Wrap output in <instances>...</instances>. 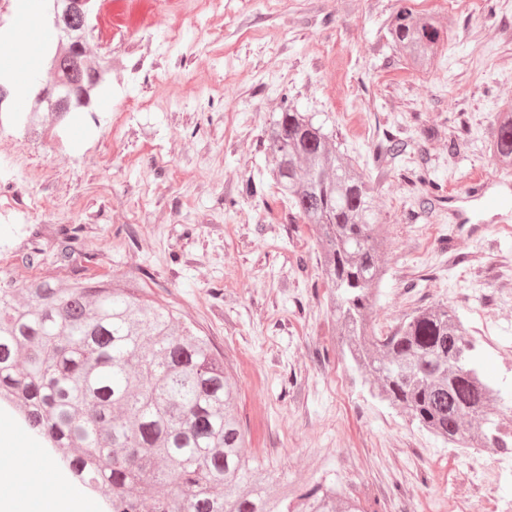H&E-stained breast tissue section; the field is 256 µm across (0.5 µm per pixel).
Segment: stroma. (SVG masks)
Here are the masks:
<instances>
[{
  "label": "stroma",
  "instance_id": "stroma-1",
  "mask_svg": "<svg viewBox=\"0 0 512 512\" xmlns=\"http://www.w3.org/2000/svg\"><path fill=\"white\" fill-rule=\"evenodd\" d=\"M399 0H201L181 39L152 43L136 73L112 62L115 42L92 35V66H113L105 105L66 145L23 138L13 105H0V266L25 282L66 277L55 244L72 234L89 274L135 277L207 336L239 384L249 451L282 480L325 479L367 512H512V470L472 478V456L419 430L370 396L333 344V323L309 228L279 199L260 146L284 99L316 113L375 189L391 249L376 305L390 329L417 306L454 302L465 325L488 319L497 347H483L500 387L512 388V281L479 256L512 254V171L486 149L493 112L512 102V0L458 9L437 70L404 69L383 35ZM139 107L129 119L116 104ZM407 149L377 167L384 133ZM456 148H449V140ZM492 173L481 200L474 175ZM39 264L21 257L32 243ZM15 434L0 471L58 457L0 407Z\"/></svg>",
  "mask_w": 512,
  "mask_h": 512
}]
</instances>
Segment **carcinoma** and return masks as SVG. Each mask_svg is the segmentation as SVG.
<instances>
[{
    "instance_id": "cac0c4a2",
    "label": "carcinoma",
    "mask_w": 512,
    "mask_h": 512,
    "mask_svg": "<svg viewBox=\"0 0 512 512\" xmlns=\"http://www.w3.org/2000/svg\"><path fill=\"white\" fill-rule=\"evenodd\" d=\"M453 19L404 4L385 36L405 68L429 74ZM85 56H60L58 78L85 84ZM487 150L512 169V105L489 122ZM269 175L309 226L327 285L335 345L371 395L461 448L512 453V399L485 372L458 312L416 307L385 333L374 326L390 240L367 173L324 123L286 104L263 130ZM388 135L376 157L395 160ZM56 248L66 279H0V402L99 494L108 512H364L336 486L278 482L248 451L238 383L207 337L126 275L88 277L71 237ZM28 359L16 369L20 352Z\"/></svg>"
}]
</instances>
